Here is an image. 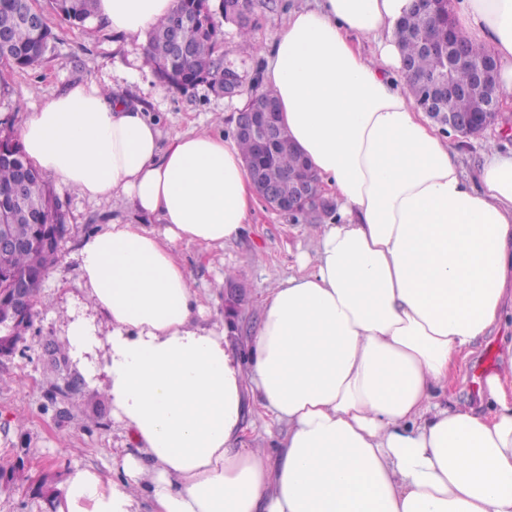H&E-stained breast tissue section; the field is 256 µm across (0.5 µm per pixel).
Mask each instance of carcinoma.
Here are the masks:
<instances>
[{
	"label": "carcinoma",
	"instance_id": "obj_1",
	"mask_svg": "<svg viewBox=\"0 0 512 512\" xmlns=\"http://www.w3.org/2000/svg\"><path fill=\"white\" fill-rule=\"evenodd\" d=\"M52 10L75 26H85L94 19L96 0H49ZM212 0H178L175 11L159 21L149 35L146 61L157 80L170 88L186 91L203 81L223 85L224 68L216 57L221 30L215 19ZM256 6V0H221L224 17H235L244 49L253 48L250 31L243 17ZM33 0H0V63L25 70L37 66L44 58L52 32L46 19L37 17ZM402 60L414 81L410 93L420 100L427 91L424 79L451 75L468 88L451 108L456 112H471L481 104L485 92L472 84L471 65L489 57L482 46L468 43L457 30H448L445 13L414 11L403 17L396 30ZM464 45L469 62L448 69V55L426 50L431 42L448 38ZM243 156L268 178L278 182V193L286 198L293 195L295 186L291 175L304 167L305 160L289 147L286 129L279 125L271 147L262 150L246 136L237 137ZM0 208L16 213L15 230L22 238L39 234L37 223L61 224L63 216L52 207L50 191L40 173L28 161L20 142L8 134L0 136ZM56 260V249L31 251L21 249L7 261L3 270L13 276L31 279L34 290Z\"/></svg>",
	"mask_w": 512,
	"mask_h": 512
}]
</instances>
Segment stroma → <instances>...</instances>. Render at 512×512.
I'll return each mask as SVG.
<instances>
[{"instance_id":"stroma-1","label":"stroma","mask_w":512,"mask_h":512,"mask_svg":"<svg viewBox=\"0 0 512 512\" xmlns=\"http://www.w3.org/2000/svg\"><path fill=\"white\" fill-rule=\"evenodd\" d=\"M305 0H282L277 9L257 5L248 27L256 42L268 43L288 13L304 6ZM54 39L42 61L32 69L16 70L0 64V129L17 133L29 112L80 82L111 84L119 95L139 102L152 112L163 137L209 128L210 115L223 114L224 135H232L234 117L250 96L259 90L264 59L248 56L237 47L239 29L235 23H221L223 33L217 54L223 66L241 79L237 95L203 83L187 92L160 85L136 41L114 38L100 21L87 28L71 26L53 12L45 0H38ZM495 141L502 150H512V111L489 128L482 137L457 143L459 161L465 171L481 163L483 145ZM55 195L69 233L58 246V259L45 276L40 297L66 305L82 297L78 263L74 258L85 234L103 229L112 220L137 222L138 216L122 200L91 201L79 196L58 178L45 176ZM312 230L304 218H292L256 201L251 220L242 235L225 244L223 263L210 262L199 245H184L180 256L190 272L202 304L210 311L232 312L237 322L236 339L246 344L259 314L257 304L264 288L276 277L295 274L296 256L310 246ZM234 271L232 285L224 286L219 300H212L210 287L225 271ZM512 338V327H502L485 338L475 353L461 365L454 398L459 404L477 400L478 381L498 367L502 350ZM68 349V339L60 322L46 311L33 312L25 340L15 354L0 361V466L23 463L26 481L9 494H0V512H51L48 504L33 495L31 488L43 480L62 485L67 472L81 467L111 474L112 459L133 445L124 428L112 415V401L103 387L84 382L78 363L66 359L59 373L49 365ZM80 387L67 397H57L53 387L65 380Z\"/></svg>"}]
</instances>
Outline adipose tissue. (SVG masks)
<instances>
[{"label": "adipose tissue", "mask_w": 512, "mask_h": 512, "mask_svg": "<svg viewBox=\"0 0 512 512\" xmlns=\"http://www.w3.org/2000/svg\"><path fill=\"white\" fill-rule=\"evenodd\" d=\"M412 3L310 0L268 47L262 86L340 207L297 273L264 290L244 351L231 319L205 325L178 255L242 234L260 190L236 139L161 143L139 103L94 83L21 124L41 170L141 218L82 238L84 302L62 314L70 356L104 383L135 449L109 477L71 469L54 512H512V344L477 405L447 398L460 363L512 321V151L488 147L466 173L418 107L395 36ZM176 5L96 7L140 41ZM451 15L495 58L512 107V0H452ZM258 408L288 427L276 455L244 439Z\"/></svg>", "instance_id": "adipose-tissue-1"}]
</instances>
